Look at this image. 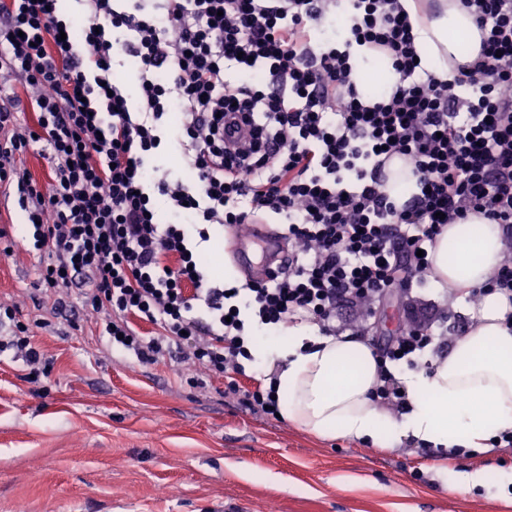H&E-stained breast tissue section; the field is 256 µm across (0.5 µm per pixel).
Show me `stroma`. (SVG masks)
Segmentation results:
<instances>
[{"mask_svg":"<svg viewBox=\"0 0 512 512\" xmlns=\"http://www.w3.org/2000/svg\"><path fill=\"white\" fill-rule=\"evenodd\" d=\"M0 248V304L14 307L41 353L28 370L0 355V512H512V446L439 455L412 442L376 448L315 437L225 396V378L188 382L176 360L139 364L107 348L76 292L42 291L43 259L16 201ZM417 314L448 351L466 331L453 292L431 279L395 290L378 308L376 336ZM483 472L485 485L452 490L449 474Z\"/></svg>","mask_w":512,"mask_h":512,"instance_id":"stroma-1","label":"stroma"}]
</instances>
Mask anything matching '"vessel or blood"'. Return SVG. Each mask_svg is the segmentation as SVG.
Here are the masks:
<instances>
[{
  "mask_svg": "<svg viewBox=\"0 0 512 512\" xmlns=\"http://www.w3.org/2000/svg\"><path fill=\"white\" fill-rule=\"evenodd\" d=\"M229 250L237 265L253 278L282 269L288 257L286 239L268 224H254L247 233L233 235Z\"/></svg>",
  "mask_w": 512,
  "mask_h": 512,
  "instance_id": "b4317fda",
  "label": "vessel or blood"
}]
</instances>
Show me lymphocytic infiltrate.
<instances>
[{
    "mask_svg": "<svg viewBox=\"0 0 512 512\" xmlns=\"http://www.w3.org/2000/svg\"><path fill=\"white\" fill-rule=\"evenodd\" d=\"M77 2L65 19L58 0H0V192L33 225L44 283L77 289L112 348L138 362L178 355L275 416L274 389L236 381L253 358L249 328L302 317L329 334L346 305L374 318L428 271L421 251L444 224L471 211L512 224V0H458L481 50L448 81L421 68L404 0ZM362 49L397 74L370 104L351 79ZM118 52L135 60L136 94L112 78ZM171 112L186 183L159 173ZM237 119L251 138L232 150L224 132ZM34 152L47 181L29 174ZM396 155L419 187L400 205L384 189ZM160 200L176 223L158 222ZM271 221L284 227L287 271L212 284L193 238ZM432 341L414 318L380 358L408 361Z\"/></svg>",
    "mask_w": 512,
    "mask_h": 512,
    "instance_id": "f902f5d3",
    "label": "lymphocytic infiltrate"
}]
</instances>
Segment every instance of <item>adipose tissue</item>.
Listing matches in <instances>:
<instances>
[{
    "mask_svg": "<svg viewBox=\"0 0 512 512\" xmlns=\"http://www.w3.org/2000/svg\"><path fill=\"white\" fill-rule=\"evenodd\" d=\"M436 17L415 25L422 68L448 79L451 62H473L481 33L453 0H438ZM354 80L364 102L389 88L397 75L389 59L364 51L354 61ZM429 277L455 290L470 324L447 353L426 368H404L396 377L408 406L400 416L379 409L372 392L379 364L360 339L322 334L301 323L270 338L256 355L273 374L282 418L307 433L368 440L380 448L415 441L432 448L490 451L493 439L512 434V297L487 289L492 271L506 259L498 224L480 214L447 225L428 248ZM482 289L478 305H466L472 289Z\"/></svg>",
    "mask_w": 512,
    "mask_h": 512,
    "instance_id": "ef3b65f1",
    "label": "adipose tissue"
}]
</instances>
